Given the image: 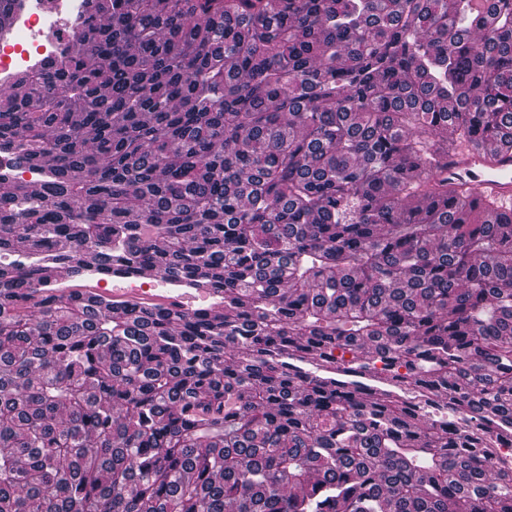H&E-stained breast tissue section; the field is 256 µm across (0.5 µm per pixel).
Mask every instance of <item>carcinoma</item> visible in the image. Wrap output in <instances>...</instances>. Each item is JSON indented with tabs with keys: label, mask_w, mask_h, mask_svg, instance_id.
Masks as SVG:
<instances>
[{
	"label": "carcinoma",
	"mask_w": 512,
	"mask_h": 512,
	"mask_svg": "<svg viewBox=\"0 0 512 512\" xmlns=\"http://www.w3.org/2000/svg\"><path fill=\"white\" fill-rule=\"evenodd\" d=\"M74 28L0 83V512H512V221L441 174L512 143V0ZM144 268L216 303L49 276Z\"/></svg>",
	"instance_id": "1"
}]
</instances>
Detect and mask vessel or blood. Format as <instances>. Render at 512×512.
Masks as SVG:
<instances>
[{"label":"vessel or blood","mask_w":512,"mask_h":512,"mask_svg":"<svg viewBox=\"0 0 512 512\" xmlns=\"http://www.w3.org/2000/svg\"><path fill=\"white\" fill-rule=\"evenodd\" d=\"M444 171L450 188L462 189L478 201L495 199L503 201L504 209L487 214L489 223L499 224L512 218V147L497 145L493 151L459 146L449 152Z\"/></svg>","instance_id":"1"}]
</instances>
